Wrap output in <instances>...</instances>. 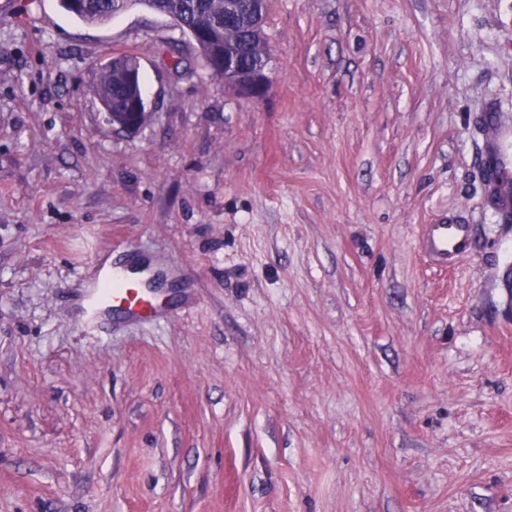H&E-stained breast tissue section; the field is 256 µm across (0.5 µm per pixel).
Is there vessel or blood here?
Masks as SVG:
<instances>
[{
    "label": "vessel or blood",
    "mask_w": 512,
    "mask_h": 512,
    "mask_svg": "<svg viewBox=\"0 0 512 512\" xmlns=\"http://www.w3.org/2000/svg\"><path fill=\"white\" fill-rule=\"evenodd\" d=\"M420 247L441 262L451 256H465L472 248V229L452 220L426 225ZM115 309L128 318L141 319L160 314L162 306L126 269L116 268L102 274L91 289L78 322L85 331L96 332L100 319Z\"/></svg>",
    "instance_id": "1"
}]
</instances>
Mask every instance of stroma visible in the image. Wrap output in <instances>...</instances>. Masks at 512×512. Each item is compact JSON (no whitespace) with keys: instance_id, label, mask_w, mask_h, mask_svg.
<instances>
[{"instance_id":"1","label":"stroma","mask_w":512,"mask_h":512,"mask_svg":"<svg viewBox=\"0 0 512 512\" xmlns=\"http://www.w3.org/2000/svg\"><path fill=\"white\" fill-rule=\"evenodd\" d=\"M272 85L170 17L0 0V512H512V0H266ZM140 65L151 118L93 85ZM471 224L455 266L418 248ZM163 315L78 325L91 263ZM70 0H59L60 6L69 14L93 25L112 21L113 7L118 0H82L81 6L73 8ZM125 72L112 67V60L104 65L95 76V89L101 103L116 108L118 105L116 94L126 88ZM147 101L144 95L131 96L125 112H106L108 120L113 128L134 131L142 127L150 118V112H146Z\"/></svg>"}]
</instances>
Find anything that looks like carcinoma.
Masks as SVG:
<instances>
[{"label":"carcinoma","mask_w":512,"mask_h":512,"mask_svg":"<svg viewBox=\"0 0 512 512\" xmlns=\"http://www.w3.org/2000/svg\"><path fill=\"white\" fill-rule=\"evenodd\" d=\"M118 0H82L74 8L71 0H59L60 6L69 14L93 25L112 21L113 7ZM160 14L170 13L179 20V27L190 35L202 34L200 41L205 65L224 53V48L243 52L246 65H254L268 56L264 17L258 18L261 28L250 25L224 27V0H138ZM126 88L125 72L108 63L95 76V89L101 103L117 107L116 94Z\"/></svg>","instance_id":"cac0c4a2"}]
</instances>
